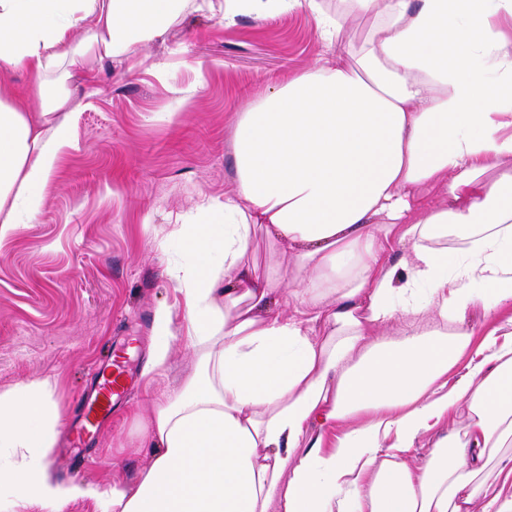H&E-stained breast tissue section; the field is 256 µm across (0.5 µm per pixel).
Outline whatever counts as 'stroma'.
Wrapping results in <instances>:
<instances>
[{
    "instance_id": "35a3bbf8",
    "label": "stroma",
    "mask_w": 512,
    "mask_h": 512,
    "mask_svg": "<svg viewBox=\"0 0 512 512\" xmlns=\"http://www.w3.org/2000/svg\"><path fill=\"white\" fill-rule=\"evenodd\" d=\"M328 53L308 11L274 17L187 8L162 38L94 60L97 91L72 73L70 146L33 223L0 239V390L46 381L63 412L52 450L64 484L133 482L150 461L136 447L131 405L151 406L193 368L183 341L152 368L154 315L176 303L184 268L176 234L200 198L232 192L238 112ZM137 341L133 384L87 446L93 461L72 468L76 401L115 337Z\"/></svg>"
}]
</instances>
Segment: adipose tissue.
<instances>
[{
  "mask_svg": "<svg viewBox=\"0 0 512 512\" xmlns=\"http://www.w3.org/2000/svg\"><path fill=\"white\" fill-rule=\"evenodd\" d=\"M187 2L0 0V238L34 220L70 143L61 68L94 87L91 58L162 36ZM343 2L225 0L229 24L309 11L336 54L239 113L236 188L182 228V314L157 310L153 360L179 337L194 365L131 411L151 455L135 486L54 481L62 412L21 382L0 391V512H512V0ZM350 15L373 24L343 48ZM258 229L286 276L250 263ZM443 424L425 464L407 458Z\"/></svg>",
  "mask_w": 512,
  "mask_h": 512,
  "instance_id": "obj_1",
  "label": "adipose tissue"
}]
</instances>
